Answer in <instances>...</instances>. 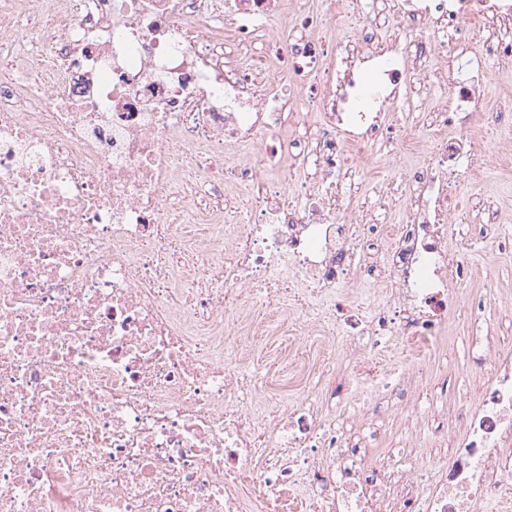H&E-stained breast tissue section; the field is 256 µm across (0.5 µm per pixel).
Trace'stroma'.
I'll return each mask as SVG.
<instances>
[{
  "instance_id": "1",
  "label": "stroma",
  "mask_w": 512,
  "mask_h": 512,
  "mask_svg": "<svg viewBox=\"0 0 512 512\" xmlns=\"http://www.w3.org/2000/svg\"><path fill=\"white\" fill-rule=\"evenodd\" d=\"M512 85V66H494L487 84L484 112L474 115L475 129L481 134L496 158L490 163L459 161L457 169L466 183V191L458 198L454 223L482 226L487 215L482 208L485 201L497 206L495 231L485 237L473 238L466 249L470 268L468 298L461 301L457 311L448 320V335L429 357L420 373L406 376L407 364L415 352L393 345L385 353L370 360L363 367L366 377L388 375L408 377V395L418 402H459L476 398L483 389L490 366L483 361V345L512 348V255L502 254L497 241L504 234L512 235V162L503 164L501 156L512 159V98L500 99V85ZM504 112L501 125L486 124V112ZM360 189L355 198L348 201V210L354 222H361L378 199L381 187L389 181L392 168L383 143L377 142L357 161ZM493 290L494 300L488 302L482 319H473L468 300ZM245 323L264 326L263 335L250 339L251 360L262 368L271 382L273 392L295 398L304 387L308 372L318 367L324 359L334 358L336 378L328 398L337 407L352 402L347 384L353 369L343 351H330L327 344L313 342L299 335L296 315L272 312L261 303L248 305L243 312ZM354 441L361 445H373L375 438H384L389 454H396L402 447L405 433L391 425L386 417L358 419L353 423Z\"/></svg>"
}]
</instances>
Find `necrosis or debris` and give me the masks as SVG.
I'll use <instances>...</instances> for the list:
<instances>
[{
    "label": "necrosis or debris",
    "mask_w": 512,
    "mask_h": 512,
    "mask_svg": "<svg viewBox=\"0 0 512 512\" xmlns=\"http://www.w3.org/2000/svg\"><path fill=\"white\" fill-rule=\"evenodd\" d=\"M0 0V512H512V351L453 407L452 451L370 463L319 403L263 391L240 315L292 312L354 356L430 355L468 275L449 252L454 168L512 0ZM395 35L383 39L382 33ZM442 58L447 93L414 84ZM434 136L406 173L384 296L363 316V227L337 175L408 101ZM454 128L455 137L444 134ZM313 167L289 192L251 163ZM186 224L205 227L183 234Z\"/></svg>",
    "instance_id": "1"
}]
</instances>
